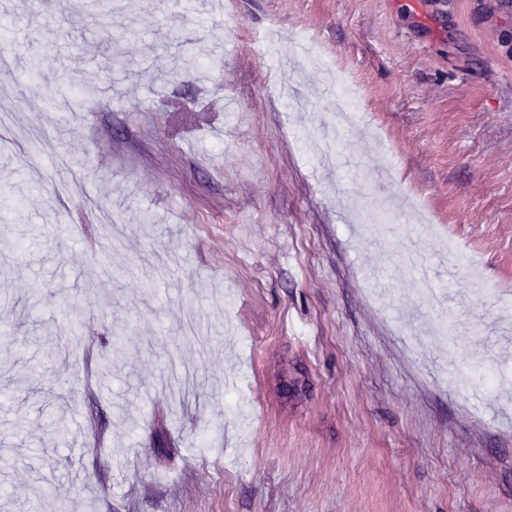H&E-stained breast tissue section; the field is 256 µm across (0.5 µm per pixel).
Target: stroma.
<instances>
[{
	"label": "stroma",
	"instance_id": "1",
	"mask_svg": "<svg viewBox=\"0 0 512 512\" xmlns=\"http://www.w3.org/2000/svg\"><path fill=\"white\" fill-rule=\"evenodd\" d=\"M65 3L0 0V512H512V0Z\"/></svg>",
	"mask_w": 512,
	"mask_h": 512
}]
</instances>
